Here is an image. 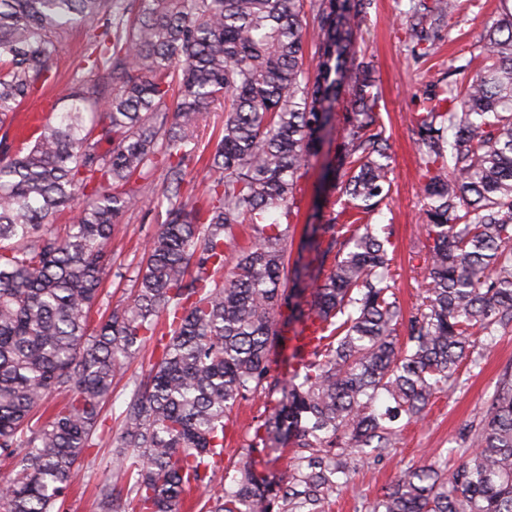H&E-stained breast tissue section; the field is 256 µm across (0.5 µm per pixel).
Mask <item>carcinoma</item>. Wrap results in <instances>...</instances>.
<instances>
[{
  "instance_id": "carcinoma-1",
  "label": "carcinoma",
  "mask_w": 512,
  "mask_h": 512,
  "mask_svg": "<svg viewBox=\"0 0 512 512\" xmlns=\"http://www.w3.org/2000/svg\"><path fill=\"white\" fill-rule=\"evenodd\" d=\"M370 5L0 0V130L47 81L66 26L99 29L83 59L96 80L68 85L27 138L0 136L5 512H57L106 428L114 379L148 343L155 361L121 413L122 449L98 486L99 512H182L224 463L230 414L267 390L281 394L278 408L210 512H326L348 483L331 456L339 440L362 453L391 447L392 422L421 419L470 356L472 330L491 345L512 324V9L484 36L485 65L427 97L413 119L428 255L423 309L400 340L389 239L362 223L391 191L379 93L358 72L350 26ZM457 8L417 0L413 48L429 54ZM346 94L341 211L310 242L320 263L333 262L299 289L288 256L297 186ZM217 104L224 126L205 139L200 124ZM205 151L198 197L186 165ZM156 187L166 220L144 245L133 296L95 324L112 234ZM302 293L301 320L321 335L282 379L272 375L287 341L279 316L301 308ZM53 394L63 401L47 404ZM269 450L293 451L290 474L268 470ZM466 453L450 479L426 464L403 473L372 512H512V371L470 426Z\"/></svg>"
}]
</instances>
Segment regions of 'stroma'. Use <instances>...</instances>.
Returning a JSON list of instances; mask_svg holds the SVG:
<instances>
[{
	"instance_id": "1",
	"label": "stroma",
	"mask_w": 512,
	"mask_h": 512,
	"mask_svg": "<svg viewBox=\"0 0 512 512\" xmlns=\"http://www.w3.org/2000/svg\"><path fill=\"white\" fill-rule=\"evenodd\" d=\"M483 9L471 8L459 0L454 17L443 24L432 56L417 57L404 39L402 26L410 0H371L369 13L358 29L364 50L363 60L372 68L380 96V113L389 139L393 168L390 196L378 210L367 216V223L389 232L391 272L395 293L404 318L414 316L424 291L426 236L418 222L422 204L419 158L412 127L415 112L421 111L426 95L439 91L450 69L482 64L481 50L485 29L500 15V0H483ZM87 24L69 27L59 54L51 63V81L17 113V126H24L28 108L41 99L56 95L58 87L82 75L80 60L89 44ZM341 142L339 129H332L320 156L312 159L298 193L300 213L293 247L307 241L311 225L325 223L329 210L320 209L323 199L334 198L330 183L323 179L325 164L335 163ZM165 219V210L156 194L144 192L116 231L112 255L104 281L102 308L126 301L131 282L140 270L142 243L155 234ZM478 365L462 363L457 381L439 394L426 408L423 419L402 424L396 444L381 454L344 453L342 460L350 471L348 487L333 494L332 512H371L372 503L403 472L430 464L451 475L464 459L460 437L481 419L500 376L512 370V326L501 332L491 347L476 346ZM149 352L127 368L114 381L103 412L112 434L103 438L95 459L85 462L65 504V512H98L96 489L112 473V456L120 445V415L129 400L132 382L150 367ZM276 395L258 396L244 402L234 412L224 440V465L233 467L243 448L251 442L256 424L273 411Z\"/></svg>"
}]
</instances>
